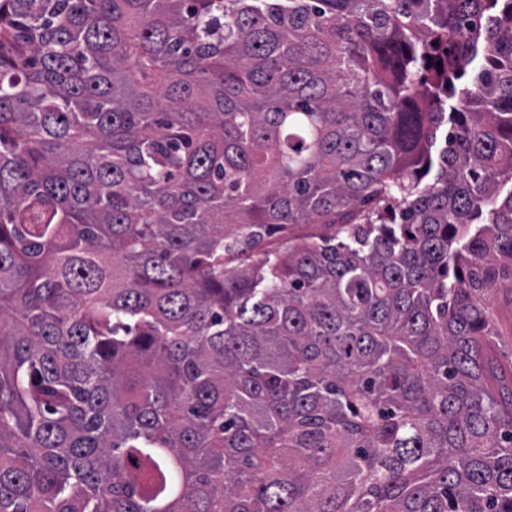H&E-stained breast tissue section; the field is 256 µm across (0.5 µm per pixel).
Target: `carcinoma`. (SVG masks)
Masks as SVG:
<instances>
[{
  "label": "carcinoma",
  "instance_id": "obj_1",
  "mask_svg": "<svg viewBox=\"0 0 512 512\" xmlns=\"http://www.w3.org/2000/svg\"><path fill=\"white\" fill-rule=\"evenodd\" d=\"M512 0H0V512H512ZM487 305L492 316L497 360L506 369L512 365V283L504 282L490 291Z\"/></svg>",
  "mask_w": 512,
  "mask_h": 512
}]
</instances>
